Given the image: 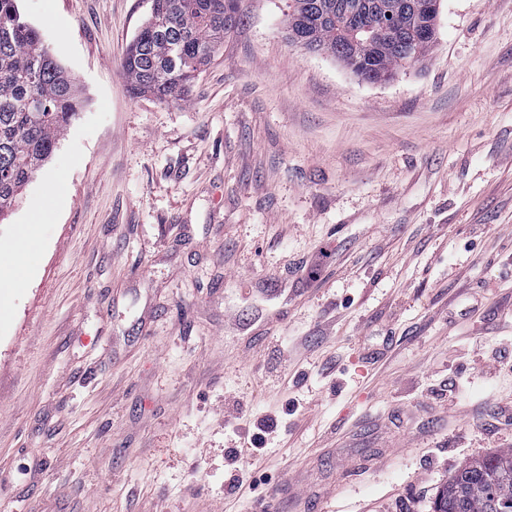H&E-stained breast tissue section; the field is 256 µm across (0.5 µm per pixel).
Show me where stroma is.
<instances>
[{
  "mask_svg": "<svg viewBox=\"0 0 512 512\" xmlns=\"http://www.w3.org/2000/svg\"><path fill=\"white\" fill-rule=\"evenodd\" d=\"M18 6L87 104L0 222V512H432L512 448V0L386 83L239 0L171 104L149 0Z\"/></svg>",
  "mask_w": 512,
  "mask_h": 512,
  "instance_id": "obj_1",
  "label": "stroma"
}]
</instances>
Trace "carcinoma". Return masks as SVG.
Segmentation results:
<instances>
[{
	"mask_svg": "<svg viewBox=\"0 0 512 512\" xmlns=\"http://www.w3.org/2000/svg\"><path fill=\"white\" fill-rule=\"evenodd\" d=\"M239 0H151L150 15L128 45L122 73L134 95L161 103L186 97L196 74L224 46ZM288 40L342 62L356 77L390 80L422 59L435 36L429 0H291ZM74 79L22 16L17 0H0V221L79 115ZM512 510V449L458 469L432 512Z\"/></svg>",
	"mask_w": 512,
	"mask_h": 512,
	"instance_id": "obj_1",
	"label": "carcinoma"
}]
</instances>
